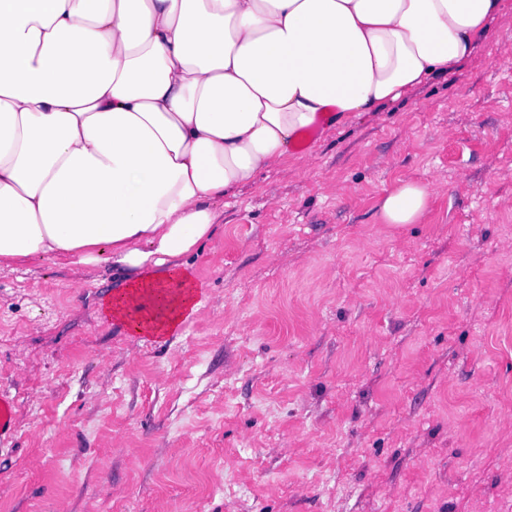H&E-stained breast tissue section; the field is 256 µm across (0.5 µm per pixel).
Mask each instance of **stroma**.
<instances>
[{"instance_id": "1", "label": "stroma", "mask_w": 512, "mask_h": 512, "mask_svg": "<svg viewBox=\"0 0 512 512\" xmlns=\"http://www.w3.org/2000/svg\"><path fill=\"white\" fill-rule=\"evenodd\" d=\"M512 0L466 60L237 191L159 340L0 271V512H512ZM429 184L416 224L380 197ZM16 399L5 390H0V457L15 451L18 431Z\"/></svg>"}]
</instances>
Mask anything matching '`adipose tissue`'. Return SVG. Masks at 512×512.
<instances>
[{"instance_id":"adipose-tissue-1","label":"adipose tissue","mask_w":512,"mask_h":512,"mask_svg":"<svg viewBox=\"0 0 512 512\" xmlns=\"http://www.w3.org/2000/svg\"><path fill=\"white\" fill-rule=\"evenodd\" d=\"M501 0H0V270L111 261L108 319L175 334L185 255L302 134L464 61ZM428 185L383 196L415 224Z\"/></svg>"}]
</instances>
